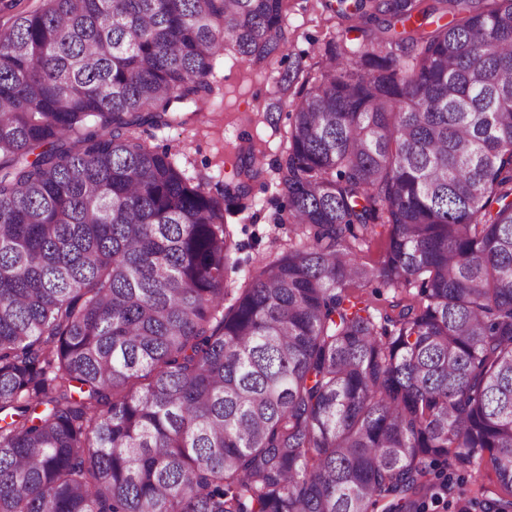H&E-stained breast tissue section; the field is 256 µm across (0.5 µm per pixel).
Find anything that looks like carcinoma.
Segmentation results:
<instances>
[{
  "label": "carcinoma",
  "mask_w": 512,
  "mask_h": 512,
  "mask_svg": "<svg viewBox=\"0 0 512 512\" xmlns=\"http://www.w3.org/2000/svg\"><path fill=\"white\" fill-rule=\"evenodd\" d=\"M286 3L0 29V512H424L476 459L512 512V0L341 10L276 168L298 241L231 290L254 152L218 198L140 130L285 56Z\"/></svg>",
  "instance_id": "obj_1"
}]
</instances>
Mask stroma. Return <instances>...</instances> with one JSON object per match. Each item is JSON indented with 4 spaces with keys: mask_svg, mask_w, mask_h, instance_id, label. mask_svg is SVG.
Listing matches in <instances>:
<instances>
[{
    "mask_svg": "<svg viewBox=\"0 0 512 512\" xmlns=\"http://www.w3.org/2000/svg\"><path fill=\"white\" fill-rule=\"evenodd\" d=\"M339 10L338 0H288L286 62L258 68L223 53L213 62L215 93L198 119L144 135L149 147L169 149L186 177H204L214 187L231 177L240 150L254 148L264 172L253 183V206L227 219L238 258L277 254L288 245L287 225L274 221L275 167L288 147L294 95L283 92L278 79L288 66L313 72L319 48L342 35ZM447 476V492L430 501L426 512H482L484 502L498 492L494 474L473 464L453 466Z\"/></svg>",
    "mask_w": 512,
    "mask_h": 512,
    "instance_id": "stroma-1",
    "label": "stroma"
}]
</instances>
